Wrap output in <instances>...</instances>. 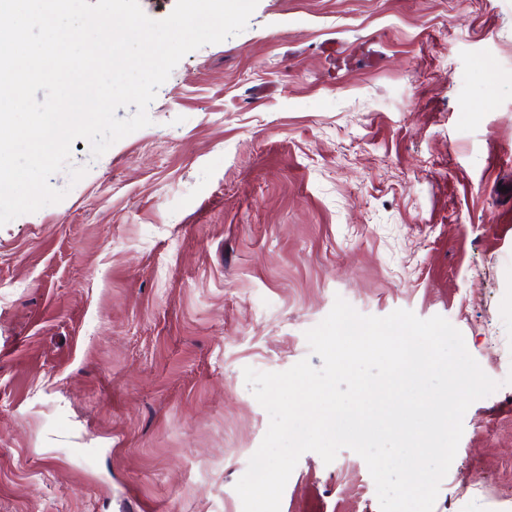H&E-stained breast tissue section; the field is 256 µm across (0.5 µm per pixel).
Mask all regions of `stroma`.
Returning a JSON list of instances; mask_svg holds the SVG:
<instances>
[{
  "label": "stroma",
  "instance_id": "35a3bbf8",
  "mask_svg": "<svg viewBox=\"0 0 512 512\" xmlns=\"http://www.w3.org/2000/svg\"><path fill=\"white\" fill-rule=\"evenodd\" d=\"M149 126L0 226V512H242L281 372L343 298L445 317L499 384L434 512H512V0H259ZM280 512H380L304 453Z\"/></svg>",
  "mask_w": 512,
  "mask_h": 512
}]
</instances>
